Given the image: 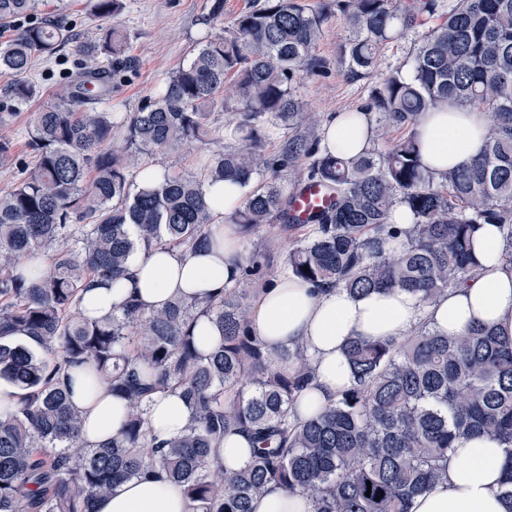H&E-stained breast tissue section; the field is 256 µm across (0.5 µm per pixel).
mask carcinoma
I'll use <instances>...</instances> for the list:
<instances>
[{"mask_svg": "<svg viewBox=\"0 0 512 512\" xmlns=\"http://www.w3.org/2000/svg\"><path fill=\"white\" fill-rule=\"evenodd\" d=\"M37 7L0 0V28L13 29L0 70L16 77L0 93V123L37 96L26 79L34 56L63 62L53 101L27 129L35 166L0 140V165L20 172L0 194V379L22 391L19 405L0 413V512H93L115 482L161 475L184 487L189 512H252L272 487L305 494L312 512H411L417 495L447 478L448 453L472 436L506 449L502 495L512 512V335L495 326L448 336L423 325L402 340H352L345 355L354 383L301 421L295 406L313 381L308 350L301 342L271 351L252 332L238 284L257 265L242 267L217 298H176L150 312L127 299L102 319L79 311L85 289L128 276L135 250L209 247L207 181L252 184L263 169L299 163L330 200L301 222L307 231L284 267L314 288L399 289L427 306L477 277L474 241L485 224L498 225L512 265V0H265L199 45L120 122L105 108L112 71L86 60L105 57L118 70L126 62L123 0H93L110 24L83 39L57 20L27 21ZM336 13L350 31L338 60L351 79L374 69L404 32L438 20L408 71H392L358 107L399 138L381 151L376 133L348 159L320 147L297 95L303 77L328 72L318 42ZM221 93L238 118L237 144L213 154L198 177L168 173L139 187L142 159L221 142L210 125ZM442 102L484 113L489 135L478 158L434 175L416 125ZM269 122L296 130L273 155L261 149ZM288 204L279 183L253 184L234 223L246 231L295 224ZM399 207L405 227L394 221ZM39 255L50 267L31 280L20 264ZM202 316L222 333L206 354L195 336ZM14 332L34 345L12 341ZM72 367L127 408L116 436L95 447L71 400ZM168 390L179 391L190 416L177 438L158 444L146 412ZM234 430L248 434L253 457L226 473L213 450Z\"/></svg>", "mask_w": 512, "mask_h": 512, "instance_id": "obj_1", "label": "carcinoma"}]
</instances>
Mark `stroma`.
<instances>
[{"label": "stroma", "instance_id": "35a3bbf8", "mask_svg": "<svg viewBox=\"0 0 512 512\" xmlns=\"http://www.w3.org/2000/svg\"><path fill=\"white\" fill-rule=\"evenodd\" d=\"M213 0H124L119 22L127 36L128 59L132 65L118 72L109 104L111 111H137L142 102L155 95L168 75L188 62L193 47L210 36L223 34L240 12L254 0H224L221 15L211 13ZM39 17H54L69 23L82 36L94 35L104 22L94 15L90 0H40ZM414 29L386 46L378 64L369 74L348 81L342 74L326 78H305L298 94L317 126H324L340 112L356 109L365 102L372 87L379 85L396 68L404 67L420 39ZM58 64L36 58L28 78L40 89L37 100L17 106L16 114L0 124V139L9 141L15 154L28 157L26 129L33 112L50 103L56 89ZM298 231H281L279 225L260 226L241 238L245 262L259 263L260 277L244 281V303L265 282L283 270V258L298 238Z\"/></svg>", "mask_w": 512, "mask_h": 512}]
</instances>
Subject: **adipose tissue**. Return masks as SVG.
I'll return each mask as SVG.
<instances>
[{"instance_id": "adipose-tissue-1", "label": "adipose tissue", "mask_w": 512, "mask_h": 512, "mask_svg": "<svg viewBox=\"0 0 512 512\" xmlns=\"http://www.w3.org/2000/svg\"><path fill=\"white\" fill-rule=\"evenodd\" d=\"M418 131L424 165L441 172L478 155L488 127L481 113L442 105L420 115ZM321 144L348 158L368 150L371 132L365 114H337L324 126ZM213 239L212 246L194 254L163 248L135 252L129 259L131 279L84 291L82 316H107L130 295L149 311L177 296L221 293L237 278L243 251L239 235L230 226L215 225ZM502 248L498 229L485 226L476 247L480 275L465 286L449 289L426 307L405 291L355 297L340 288H312L285 273L259 288L252 331L274 348L301 341L308 349L315 378L297 403L298 418L321 412L352 384L344 354L352 339H400L424 322L448 335L476 325L497 326L512 334V266L503 262ZM72 402L83 416V437L92 446L111 438L126 415L124 402L102 387L89 392L78 373L73 376ZM188 416L179 392L159 393L150 404L148 426L157 439L170 440L180 434ZM504 461L505 452L496 441H464L448 456L447 480L416 497L412 512H507L500 488ZM94 512H186V502L178 484L134 478L114 485L111 494L95 503Z\"/></svg>"}]
</instances>
